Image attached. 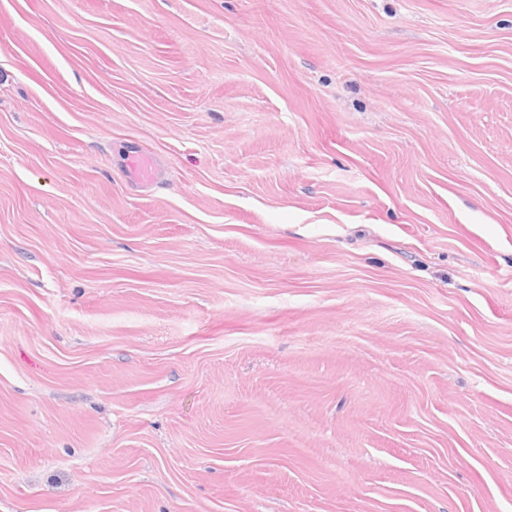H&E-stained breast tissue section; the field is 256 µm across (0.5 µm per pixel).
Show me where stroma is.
I'll use <instances>...</instances> for the list:
<instances>
[{
  "label": "stroma",
  "instance_id": "35a3bbf8",
  "mask_svg": "<svg viewBox=\"0 0 512 512\" xmlns=\"http://www.w3.org/2000/svg\"><path fill=\"white\" fill-rule=\"evenodd\" d=\"M0 512H512V0H0ZM129 168L136 180L145 186L152 185L158 178V171L153 158L145 153L132 155Z\"/></svg>",
  "mask_w": 512,
  "mask_h": 512
}]
</instances>
